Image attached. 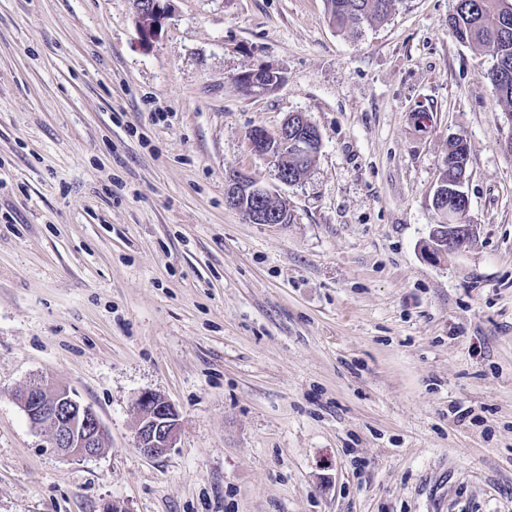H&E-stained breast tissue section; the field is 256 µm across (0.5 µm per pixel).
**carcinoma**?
<instances>
[{
  "instance_id": "cac0c4a2",
  "label": "carcinoma",
  "mask_w": 512,
  "mask_h": 512,
  "mask_svg": "<svg viewBox=\"0 0 512 512\" xmlns=\"http://www.w3.org/2000/svg\"><path fill=\"white\" fill-rule=\"evenodd\" d=\"M503 0H455L448 19L452 36L459 42L476 46L493 56L495 65L489 73L499 102L512 108V40L500 37L505 16ZM332 24L340 31L356 33L364 23L386 21L394 0H326ZM467 146L460 140L448 144V167L445 176L452 179L462 174L467 159Z\"/></svg>"
}]
</instances>
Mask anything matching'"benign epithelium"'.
<instances>
[{
	"mask_svg": "<svg viewBox=\"0 0 512 512\" xmlns=\"http://www.w3.org/2000/svg\"><path fill=\"white\" fill-rule=\"evenodd\" d=\"M133 5L143 40L150 42L158 36L169 0H133ZM236 79L247 80L245 89L252 93L270 92L281 81L277 72L265 66L242 73ZM249 139L256 152L270 156L277 179L284 185L294 183L283 169L288 150L299 155H311L317 153L321 145L317 127L303 112L289 114L276 136L255 129ZM224 196L229 208L241 212L255 224H283L288 220L286 213L254 206L256 200H274L277 195L244 173L234 172L228 176ZM469 205L465 181L448 185L437 182L432 207L442 215V222L431 225L429 241L424 248L427 258L437 261L450 254L462 253L470 247L474 225L460 218V215L468 213ZM17 401L34 428L49 431L50 445L61 455L91 458L101 452L102 424L94 410L70 390L33 383L17 394ZM136 408L137 449L148 458L163 455L173 447L178 434L179 414L175 406L160 395L145 392L138 398Z\"/></svg>",
	"mask_w": 512,
	"mask_h": 512,
	"instance_id": "1",
	"label": "benign epithelium"
}]
</instances>
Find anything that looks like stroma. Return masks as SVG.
I'll use <instances>...</instances> for the list:
<instances>
[{
	"label": "stroma",
	"mask_w": 512,
	"mask_h": 512,
	"mask_svg": "<svg viewBox=\"0 0 512 512\" xmlns=\"http://www.w3.org/2000/svg\"><path fill=\"white\" fill-rule=\"evenodd\" d=\"M454 4L352 36L325 0H171L147 44L132 0H0V512H512V115ZM292 112L321 148L284 185L249 135ZM456 137L475 237L432 261ZM233 171L289 222L228 208ZM37 381L97 457L31 425ZM145 392L179 413L155 459ZM250 75V76H249ZM246 79L245 90H249L250 94L255 92H270L274 90L280 83V75L265 66H258L255 69L242 73L236 76V80ZM467 146L462 140L450 141L448 144V167L444 168L445 178L457 179L462 174V167L467 159ZM31 425L50 433V447L65 457L91 458L102 450L104 430L89 406L64 387L32 383L17 394ZM135 444L141 454L156 458L172 448L178 434L179 414L164 397L152 392L140 395L136 403Z\"/></svg>",
	"instance_id": "stroma-1"
}]
</instances>
